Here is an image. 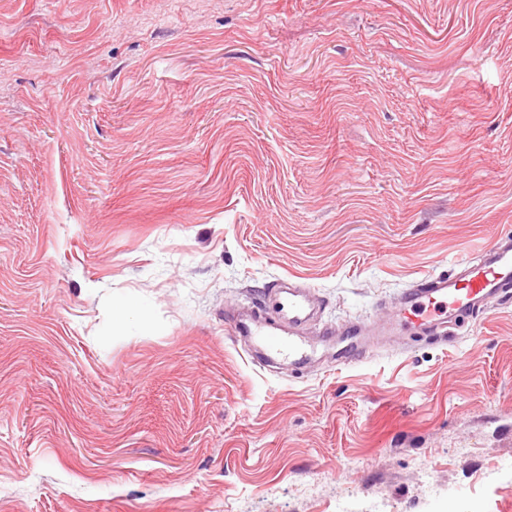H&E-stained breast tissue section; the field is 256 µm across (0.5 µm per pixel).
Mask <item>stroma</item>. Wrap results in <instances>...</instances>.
Segmentation results:
<instances>
[{
	"mask_svg": "<svg viewBox=\"0 0 512 512\" xmlns=\"http://www.w3.org/2000/svg\"><path fill=\"white\" fill-rule=\"evenodd\" d=\"M512 230V0H0V512H512V299L368 322ZM512 295V232L500 233L474 257L457 261L449 275H430L402 296L398 309L380 324L347 326L338 339L319 331L307 336L317 314L309 288L278 280L268 287L258 304L239 313L231 323L235 341L249 342L251 362L267 367L282 361L296 370L311 365L327 343L336 349L339 365L360 360L370 332L391 330L421 332L442 339L459 318L479 315L492 299Z\"/></svg>",
	"mask_w": 512,
	"mask_h": 512,
	"instance_id": "1",
	"label": "stroma"
}]
</instances>
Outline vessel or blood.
<instances>
[{"label":"vessel or blood","instance_id":"vessel-or-blood-1","mask_svg":"<svg viewBox=\"0 0 512 512\" xmlns=\"http://www.w3.org/2000/svg\"><path fill=\"white\" fill-rule=\"evenodd\" d=\"M512 295V232L496 235L476 256L458 260L449 275H431L402 296L398 309L381 324L347 326L338 338L328 331L308 335L317 307L309 288L280 280L258 304L231 323L235 341L248 342L247 355L258 366L282 361L300 370L311 365L324 346H332L341 365L359 361L366 336L375 329L420 332L444 338L458 319L480 314L491 300Z\"/></svg>","mask_w":512,"mask_h":512}]
</instances>
